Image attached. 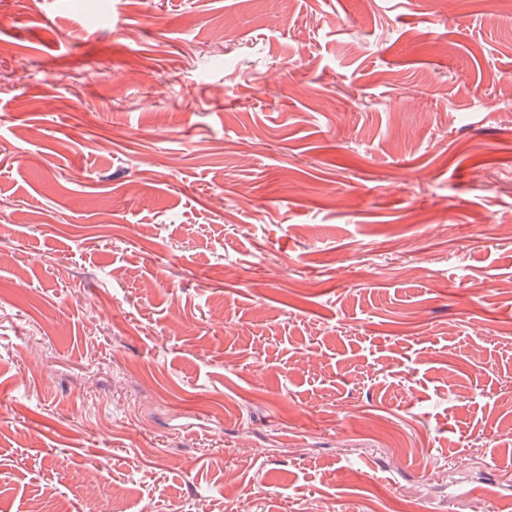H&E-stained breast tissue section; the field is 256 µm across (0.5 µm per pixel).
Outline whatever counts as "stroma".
Segmentation results:
<instances>
[{"label": "stroma", "mask_w": 512, "mask_h": 512, "mask_svg": "<svg viewBox=\"0 0 512 512\" xmlns=\"http://www.w3.org/2000/svg\"><path fill=\"white\" fill-rule=\"evenodd\" d=\"M506 224L512 0H5L0 512H500Z\"/></svg>", "instance_id": "35a3bbf8"}]
</instances>
